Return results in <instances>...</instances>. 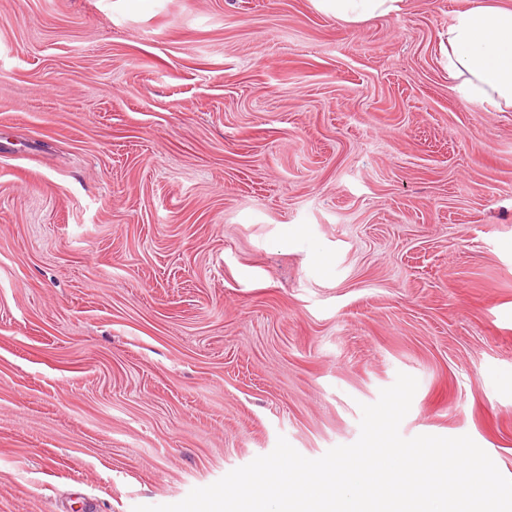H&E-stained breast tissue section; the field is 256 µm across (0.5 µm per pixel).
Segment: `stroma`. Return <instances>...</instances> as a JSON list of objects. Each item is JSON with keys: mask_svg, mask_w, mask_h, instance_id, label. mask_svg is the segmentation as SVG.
Returning <instances> with one entry per match:
<instances>
[{"mask_svg": "<svg viewBox=\"0 0 512 512\" xmlns=\"http://www.w3.org/2000/svg\"><path fill=\"white\" fill-rule=\"evenodd\" d=\"M480 0H0V512L183 500L278 438L512 478V111L444 49ZM318 6L336 15V18L350 24H357L365 19L397 13L401 10L402 0H316Z\"/></svg>", "mask_w": 512, "mask_h": 512, "instance_id": "35a3bbf8", "label": "stroma"}]
</instances>
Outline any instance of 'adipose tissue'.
<instances>
[{
  "label": "adipose tissue",
  "mask_w": 512,
  "mask_h": 512,
  "mask_svg": "<svg viewBox=\"0 0 512 512\" xmlns=\"http://www.w3.org/2000/svg\"><path fill=\"white\" fill-rule=\"evenodd\" d=\"M350 24L396 13L401 0H317ZM448 78L463 98L499 111L512 108V9L497 0L458 13L448 27Z\"/></svg>",
  "instance_id": "ef3b65f1"
}]
</instances>
